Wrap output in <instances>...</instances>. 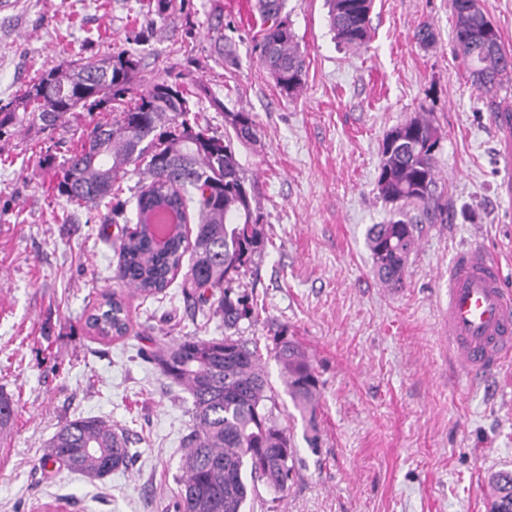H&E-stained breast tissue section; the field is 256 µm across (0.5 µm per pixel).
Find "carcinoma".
Wrapping results in <instances>:
<instances>
[{
    "mask_svg": "<svg viewBox=\"0 0 512 512\" xmlns=\"http://www.w3.org/2000/svg\"><path fill=\"white\" fill-rule=\"evenodd\" d=\"M331 31L338 43L359 51L372 40V0H326ZM190 0H144L146 24L135 36L145 45L153 38L154 22L172 14L185 17L192 34ZM286 0H258L263 21L258 44L262 65L282 96L294 99L305 83V57L294 42L285 12ZM452 41L466 61L480 97L494 99L512 82V68L500 32L491 41L482 36L491 20L480 7L454 12ZM138 57L123 49L103 58L80 57L65 69L42 72L18 95L0 104V138L25 125L53 129L70 125L81 131L78 146L60 163L44 158L56 191L79 207L96 209L106 203L104 224L125 229L117 251L119 276L143 298H157L188 262L182 288L199 308L209 305L224 319L228 334L221 338L183 336L145 354L170 383L191 397L192 427L183 441L181 475L165 512H245L253 487L248 480L284 494L293 478L294 448L286 428L275 416L278 394L268 382L266 358L280 367L283 391L306 422L310 447L320 440L317 412L319 378L301 346L285 332L261 350L259 341L238 336L239 323L258 318L254 298L233 292L231 283L261 252V213L253 206V186L246 177L235 144L254 142V113L224 110L228 128L219 134L201 125L192 112L198 93L178 81L160 80L136 89ZM104 110L110 118L85 122L86 114ZM440 143L431 114L422 112L394 127L381 147L375 190L396 207L397 219L375 224L368 241L374 271L382 284L400 287L407 261L416 246L419 224L448 221V201L438 193L434 148ZM138 169L145 179L136 191L135 217L126 216L127 201L115 189L128 172ZM422 206L410 217L405 207ZM162 207L195 220L194 239L184 230L164 251H157L145 233L143 219H165ZM87 327L101 339L120 338L128 331L121 300L107 298L87 318ZM14 401L0 394V429L13 420ZM129 433L97 417H79L59 427L40 458L42 468L66 470L91 481L103 480L126 468L134 452ZM495 487L489 501L500 512H512V470L491 473Z\"/></svg>",
    "mask_w": 512,
    "mask_h": 512,
    "instance_id": "1",
    "label": "carcinoma"
}]
</instances>
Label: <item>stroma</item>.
I'll return each mask as SVG.
<instances>
[{
	"label": "stroma",
	"mask_w": 512,
	"mask_h": 512,
	"mask_svg": "<svg viewBox=\"0 0 512 512\" xmlns=\"http://www.w3.org/2000/svg\"><path fill=\"white\" fill-rule=\"evenodd\" d=\"M183 16L156 26L150 43L132 36L138 0H0V100L80 51L126 48L140 58L139 85L179 79L205 88L200 110L214 129L224 108L253 112L260 133L241 149L242 167L269 243L240 278L262 311L242 322L246 339L287 329L321 381L319 448L287 395L278 415L296 448L286 494L258 486L248 512H486L490 472L512 469V360L470 381L441 326L448 264L477 244L496 255L512 291V84L494 107L476 95L452 42L450 0H374L375 37L353 52L336 43L325 0H287L303 51L306 85L282 97L258 60L257 0H191ZM238 64L211 51L216 8ZM429 24L434 45L414 33ZM441 136L439 183L445 224L422 225L403 287L388 288L372 268L367 232L391 207L376 195L386 134L421 111ZM79 134L23 127L0 139V390L15 417L0 444V512H164L176 487L182 439L191 427L184 394L139 349L224 334L218 315L194 313L180 281L160 299H141L117 276L119 224L76 207L50 187L43 151L63 158ZM122 298L129 330L103 341L85 326L103 295ZM99 417L128 429L137 451L128 468L88 481L39 467L60 425Z\"/></svg>",
	"instance_id": "1"
}]
</instances>
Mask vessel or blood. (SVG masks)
I'll return each instance as SVG.
<instances>
[{"mask_svg": "<svg viewBox=\"0 0 512 512\" xmlns=\"http://www.w3.org/2000/svg\"><path fill=\"white\" fill-rule=\"evenodd\" d=\"M442 327L470 379H482L512 359V292L499 259L473 246L448 265V308Z\"/></svg>", "mask_w": 512, "mask_h": 512, "instance_id": "b4317fda", "label": "vessel or blood"}]
</instances>
